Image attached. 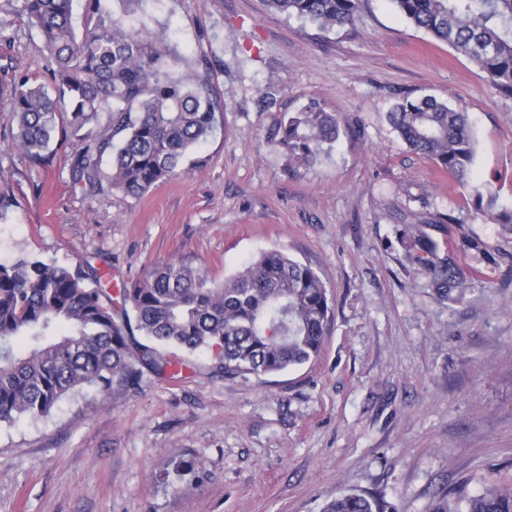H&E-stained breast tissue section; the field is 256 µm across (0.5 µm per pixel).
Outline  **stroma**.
<instances>
[{
	"label": "stroma",
	"mask_w": 512,
	"mask_h": 512,
	"mask_svg": "<svg viewBox=\"0 0 512 512\" xmlns=\"http://www.w3.org/2000/svg\"><path fill=\"white\" fill-rule=\"evenodd\" d=\"M147 12L187 60H214L223 114L198 164L131 197L74 182L70 127L47 166L18 149L11 81L46 80L53 60L0 0V191L15 201L0 263L89 265L114 298L160 263L219 283L281 248L318 271L334 315L316 361L260 381L183 352L174 377L146 371L48 417L1 422L0 512H323L344 493L436 512L444 493L512 482V233L473 191L495 183L512 205V97L387 0H364L357 26L333 31L262 0H149ZM422 95L468 112V185L389 125L394 103ZM311 105L342 133L299 166L277 131ZM439 212L455 223H434ZM414 234L464 272L463 300L436 301Z\"/></svg>",
	"instance_id": "stroma-1"
}]
</instances>
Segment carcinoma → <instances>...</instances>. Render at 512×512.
I'll return each instance as SVG.
<instances>
[{"instance_id":"carcinoma-1","label":"carcinoma","mask_w":512,"mask_h":512,"mask_svg":"<svg viewBox=\"0 0 512 512\" xmlns=\"http://www.w3.org/2000/svg\"><path fill=\"white\" fill-rule=\"evenodd\" d=\"M113 2L137 20L148 0H9L13 13L40 32L55 62L47 84L27 74L13 80L16 140L33 164H49L50 143L67 112L79 135L75 182L138 197L181 172L216 130L220 107L207 59L180 70L183 56L166 31L123 25ZM389 2L415 28L469 58L496 90L512 95V0ZM263 3L321 30L354 25L362 6V0ZM388 120L411 150L467 182L475 154L467 113L431 96L405 97ZM280 129L290 159L307 166L331 150L340 121L310 107ZM477 198L487 199L491 218L512 232V208L498 207L489 187ZM413 245L428 256L436 298L461 300L462 271L438 257L432 240L419 237ZM121 306L119 313L94 269L32 256L0 264V422L47 417L71 394L93 386L105 395L115 384L138 381L145 369L172 376L173 348L207 350L214 372L228 379L276 374L317 359L333 317L331 291L317 271L280 248L261 253L220 284L175 261L155 265L121 288ZM135 329L146 342L136 339ZM323 512L394 509L348 493ZM437 512H512V484L444 499Z\"/></svg>"}]
</instances>
